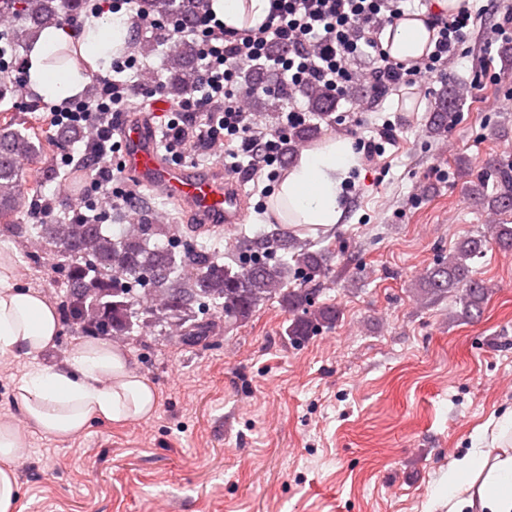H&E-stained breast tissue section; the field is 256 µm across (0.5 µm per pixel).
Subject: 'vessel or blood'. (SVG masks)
<instances>
[{
    "mask_svg": "<svg viewBox=\"0 0 512 512\" xmlns=\"http://www.w3.org/2000/svg\"><path fill=\"white\" fill-rule=\"evenodd\" d=\"M121 137L123 171L133 182L157 189L184 205L202 228L233 231L245 222L242 185L165 159L149 115L136 114L124 120Z\"/></svg>",
    "mask_w": 512,
    "mask_h": 512,
    "instance_id": "obj_1",
    "label": "vessel or blood"
}]
</instances>
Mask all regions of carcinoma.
<instances>
[{
    "instance_id": "cac0c4a2",
    "label": "carcinoma",
    "mask_w": 512,
    "mask_h": 512,
    "mask_svg": "<svg viewBox=\"0 0 512 512\" xmlns=\"http://www.w3.org/2000/svg\"><path fill=\"white\" fill-rule=\"evenodd\" d=\"M153 11L165 18L184 20L193 16L201 0H150ZM85 0H0V17L25 20L29 28L18 35L10 31L7 44L36 30L57 23L61 12H79ZM198 56L196 44L186 41L168 57L171 72L169 93L176 98L189 91V81ZM49 63L60 68H89L77 47L58 50ZM288 87L277 94L254 100V106L272 117L281 109ZM308 108L321 118H328L335 97L319 85L306 88ZM464 95L454 88L441 95L430 118L429 133L442 135L448 129V114L460 108ZM317 136V128L295 127L288 133L284 152L293 155L298 145ZM91 138L82 127H63L57 139L75 142ZM40 147L19 131L0 130V215L15 212L26 197L19 179L20 160L36 156ZM474 200L495 214L512 212V166L491 164L470 187ZM18 233L41 239L49 252L69 260L63 269L68 320L103 338L131 336L153 321L165 319L177 331L174 343L181 347L203 344L209 338L213 321L199 317L194 310L213 304L221 306L219 317L226 322H243L262 302L276 297L288 311L286 334L301 344L318 331L330 329L340 317V310L317 301L319 289L310 287L327 271L325 250L313 249L301 239L275 225L271 231L240 246L245 253L232 264L220 261V255L204 250L180 254L176 248V229L170 224H152L141 219L112 234L108 224H98L87 217L60 219L52 224H19ZM167 240L161 246L158 241ZM493 240L503 249H512V226H495ZM489 241L484 236L469 237L457 243L448 258L428 269L415 288L423 303L438 300L448 293L456 295L462 306L461 316L475 320L483 313L493 288L478 276L472 261L481 256ZM291 255V261L270 262L266 256L276 251ZM300 277L298 287L289 285V276ZM143 288L156 305H142L137 288Z\"/></svg>"
}]
</instances>
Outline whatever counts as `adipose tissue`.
Wrapping results in <instances>:
<instances>
[{"instance_id": "adipose-tissue-1", "label": "adipose tissue", "mask_w": 512, "mask_h": 512, "mask_svg": "<svg viewBox=\"0 0 512 512\" xmlns=\"http://www.w3.org/2000/svg\"><path fill=\"white\" fill-rule=\"evenodd\" d=\"M268 0H211L210 10L230 30L258 29L268 15ZM127 17L103 12L82 20L78 31L49 25L34 36L24 70L36 96L58 102L84 92L87 76L76 69L56 71L47 57L69 42L94 70L104 71L132 39ZM432 32L420 15L386 27L381 43L391 59L420 58ZM359 157L352 143L334 139L303 153L281 181L275 197L279 223L327 225L341 216L340 194ZM61 331L56 306L41 293L18 287L15 254L0 242V356L28 357L55 346ZM12 404L29 430L0 422V512H15L17 479L13 461L26 457L29 435L66 442L90 422L126 424L149 418L156 407L154 386L135 372L127 354L97 338L82 340L63 367H36L14 382ZM448 512H512V411L502 413L492 431H480L448 473Z\"/></svg>"}]
</instances>
